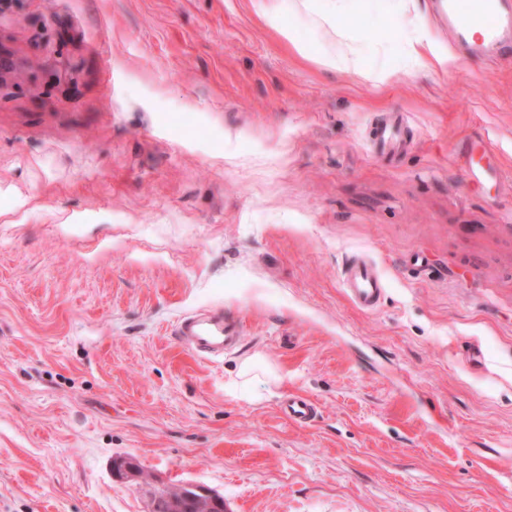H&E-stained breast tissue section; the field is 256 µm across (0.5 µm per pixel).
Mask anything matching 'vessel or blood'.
I'll return each mask as SVG.
<instances>
[{
    "label": "vessel or blood",
    "instance_id": "obj_1",
    "mask_svg": "<svg viewBox=\"0 0 512 512\" xmlns=\"http://www.w3.org/2000/svg\"><path fill=\"white\" fill-rule=\"evenodd\" d=\"M448 18L461 35L474 28L481 30V44L486 48L512 47V15L503 11L500 0H450ZM342 283L352 302L366 310L377 306L384 291L377 267L362 259L347 265ZM175 332L186 346L208 360L223 357L225 349L235 346L239 338L238 325L218 312L184 314ZM281 411L289 419L306 423L314 418L316 407L307 397L292 396Z\"/></svg>",
    "mask_w": 512,
    "mask_h": 512
}]
</instances>
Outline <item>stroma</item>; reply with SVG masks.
<instances>
[{"mask_svg": "<svg viewBox=\"0 0 512 512\" xmlns=\"http://www.w3.org/2000/svg\"><path fill=\"white\" fill-rule=\"evenodd\" d=\"M281 7L308 56L256 0L0 6V512H147L171 483L226 512H512V54H473L444 0L333 29ZM417 23L458 66L405 75ZM206 310L240 326L217 362L174 332ZM255 353L285 381L244 397ZM261 15L265 23L274 28L283 38L287 39L288 43L291 44L300 55H307L308 48L306 44L299 42L296 39L294 30L291 26L288 25L287 28L282 24L281 12L278 5L273 4L267 7L262 11ZM347 295L357 306L374 309L384 291V281L377 267L363 259H354L342 276ZM281 411L289 419L298 423H307L314 418L316 407L307 397L292 396L283 404Z\"/></svg>", "mask_w": 512, "mask_h": 512, "instance_id": "obj_1", "label": "stroma"}]
</instances>
